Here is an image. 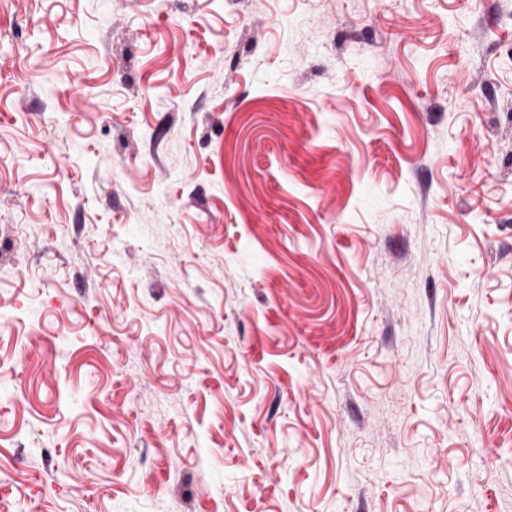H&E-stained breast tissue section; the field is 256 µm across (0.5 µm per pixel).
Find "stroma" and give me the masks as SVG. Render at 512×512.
I'll use <instances>...</instances> for the list:
<instances>
[{
    "label": "stroma",
    "instance_id": "35a3bbf8",
    "mask_svg": "<svg viewBox=\"0 0 512 512\" xmlns=\"http://www.w3.org/2000/svg\"><path fill=\"white\" fill-rule=\"evenodd\" d=\"M0 512H512V0H0Z\"/></svg>",
    "mask_w": 512,
    "mask_h": 512
}]
</instances>
